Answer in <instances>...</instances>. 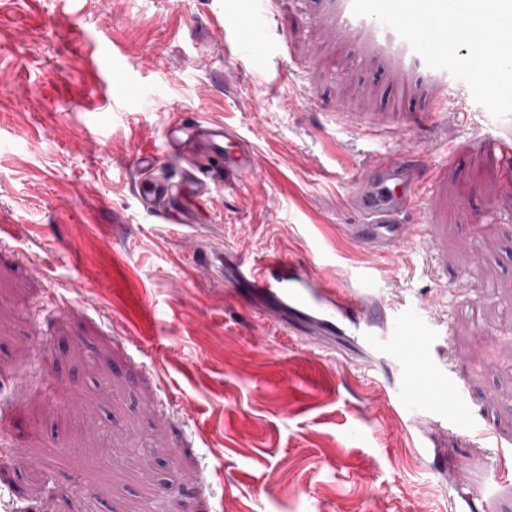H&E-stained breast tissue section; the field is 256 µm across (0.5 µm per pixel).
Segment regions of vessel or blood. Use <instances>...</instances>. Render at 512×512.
I'll use <instances>...</instances> for the list:
<instances>
[{"mask_svg":"<svg viewBox=\"0 0 512 512\" xmlns=\"http://www.w3.org/2000/svg\"><path fill=\"white\" fill-rule=\"evenodd\" d=\"M198 151L208 155L210 169L190 166L178 183L164 177V157L189 158ZM135 166L141 203L159 209L170 224L198 223L201 208L211 199L215 176L236 180L255 176L260 169L257 149L229 125L182 118L169 123L164 149L138 155ZM421 167L420 156L409 153L400 160L374 167L368 178L353 180L348 199L364 218L352 231L354 239L385 254L417 239L415 225L402 223L401 217L417 202ZM194 259L199 269L218 282L223 281L226 268H233L237 279L264 300L282 312L320 325L327 333H335L337 317L355 316V327L363 338L390 347L423 373L420 393L426 402L441 410L460 401V388L434 363L432 329L417 318L391 327L372 298L337 287L279 256L246 262L231 249L214 248L196 250Z\"/></svg>","mask_w":512,"mask_h":512,"instance_id":"vessel-or-blood-1","label":"vessel or blood"}]
</instances>
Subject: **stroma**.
Masks as SVG:
<instances>
[{"label":"stroma","instance_id":"stroma-1","mask_svg":"<svg viewBox=\"0 0 512 512\" xmlns=\"http://www.w3.org/2000/svg\"><path fill=\"white\" fill-rule=\"evenodd\" d=\"M115 45L121 79L83 64ZM176 112L261 154L201 224L137 194L132 163ZM491 138L512 116L352 0H0V512H512L480 436L512 449V163ZM409 151L424 235L383 256L353 240L345 184ZM199 245L418 316L459 423L352 327L261 320L195 269Z\"/></svg>","mask_w":512,"mask_h":512}]
</instances>
